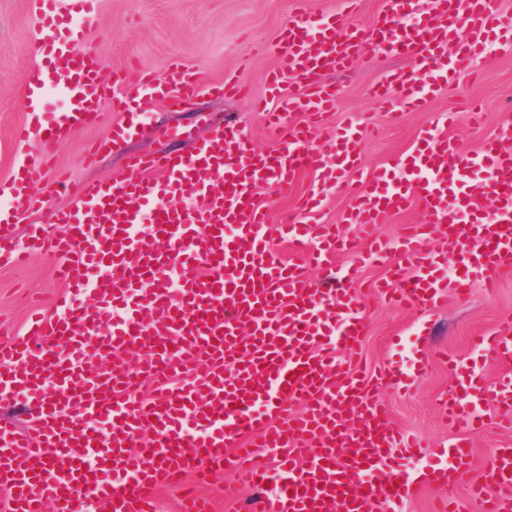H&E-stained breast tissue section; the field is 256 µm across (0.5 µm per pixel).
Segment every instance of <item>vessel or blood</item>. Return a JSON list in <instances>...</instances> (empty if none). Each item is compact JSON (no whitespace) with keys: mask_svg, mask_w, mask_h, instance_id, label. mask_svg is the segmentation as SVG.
I'll return each instance as SVG.
<instances>
[{"mask_svg":"<svg viewBox=\"0 0 512 512\" xmlns=\"http://www.w3.org/2000/svg\"><path fill=\"white\" fill-rule=\"evenodd\" d=\"M96 3L29 0L39 23L30 45L37 64L23 81L27 119L16 136L38 135L41 149L0 187L9 200L0 207V264L23 262L14 226L38 190H72L77 202L52 214L62 235L49 237L41 224L28 230L29 250L56 256L66 296L23 335L0 341V402L24 399L33 419L26 432L0 423L7 512H44L48 503L54 512H84L91 503L158 512L151 489L228 467L253 485L274 482L257 512H402L419 483L401 462L420 444L388 422L364 375L342 361L366 331L363 297L349 277L321 288L304 263H281L253 191L285 189L312 171L317 187L279 225L280 235L325 263L342 253L389 262L397 250L377 285L393 302L433 311L473 284L494 288L496 272L512 267V126L466 150L442 114L395 163L369 172L364 128L351 123L322 139L338 92L320 76L357 59L413 56L416 71L389 73L371 93L421 110L490 48L512 49V15L502 14L500 0H427L422 10L417 0H381L364 29L355 21L359 0H344L343 11L328 16L296 12L270 47L278 59L267 77L271 99L257 104L270 128L289 129L278 148L258 149L238 123L224 122L189 154L133 155L125 176L78 189L63 173L48 184L58 147L102 113L121 120L91 145L89 163L134 134L130 117L149 102L189 100L204 89L227 98L248 93L228 79L203 86L176 60L161 77L134 69L102 81L98 57L84 46ZM54 92L70 105L49 117L44 105ZM293 114L304 122L287 126ZM326 187L350 199L336 225L320 219ZM415 202L423 223L405 225L389 247L376 225ZM343 223L361 236L343 237ZM86 293L92 302L80 303ZM476 343L512 363L511 334ZM128 350L137 352L135 364L119 361ZM112 354L116 362L101 370L100 357ZM148 379L154 394L144 398ZM486 405L497 427L512 428L511 374L492 386L470 378L443 398L453 436L429 469L432 482L452 489L468 469V433L486 426ZM146 429L151 440L137 445ZM260 448L279 450L276 470L257 460ZM473 493L481 512H512L511 447L499 449Z\"/></svg>","mask_w":512,"mask_h":512,"instance_id":"vessel-or-blood-1","label":"vessel or blood"}]
</instances>
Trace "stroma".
Returning <instances> with one entry per match:
<instances>
[{
	"instance_id": "obj_1",
	"label": "stroma",
	"mask_w": 512,
	"mask_h": 512,
	"mask_svg": "<svg viewBox=\"0 0 512 512\" xmlns=\"http://www.w3.org/2000/svg\"><path fill=\"white\" fill-rule=\"evenodd\" d=\"M294 8L295 0H98L97 22L87 34L86 44L99 56L107 79L113 71L132 65L159 73L176 57L193 68L203 84L229 78L262 98L267 94L266 75L276 64L264 47L277 38ZM37 31L28 0H0V183L11 178L22 156L39 149L38 140L21 144L14 139L15 129L26 119L22 85L33 63L29 44ZM416 68L410 57L381 58L357 61L353 71L344 75L330 71L324 76L326 83L340 88L328 131L350 122L373 128L363 142L367 167L386 164L408 150L438 113H454L451 133L470 150L512 124V53L490 51L487 58L473 62L472 74L462 75L456 84L437 92L427 111L407 112L400 121H391L394 104L373 100L369 89L382 73ZM474 109L485 112L484 124H471L469 114ZM226 117L244 126L256 148L276 146L278 135L266 129L261 113L252 111L248 102L215 99L203 92L186 103L153 105L135 136L113 144L96 166L88 167L82 162L84 152L117 120L116 114L103 113L97 126L76 132L61 147L57 166L78 184L107 181L123 173L128 155L156 150L186 153L192 145L184 131L202 137L210 120ZM313 184V175L304 172L286 190H258L256 197L267 208L270 225L286 221ZM333 263L339 271L352 272V287L367 297L364 319L368 331L354 355L385 402L390 423L420 436L422 455L407 461L406 467L416 476H424L436 449L448 442L440 399L458 390L462 376L469 372L480 373L490 383L502 372L493 352L476 349L473 339L512 326V269L498 272L493 292L476 287L464 301L450 295L439 309L424 314L373 296L374 285L387 272L385 264L360 265L349 256L334 258ZM53 265L47 250L22 267L0 265V328L23 332L31 300L42 301L48 309L64 295ZM398 338L415 344L427 359L426 368L411 376L404 389L393 387L382 377L386 366L399 359L393 345ZM471 439L473 464L460 477L453 494L464 512H480L471 486L496 450L512 442V432L491 427L472 434ZM205 492L214 500V512H253L263 495L262 490L241 483L231 471L206 486Z\"/></svg>"
}]
</instances>
